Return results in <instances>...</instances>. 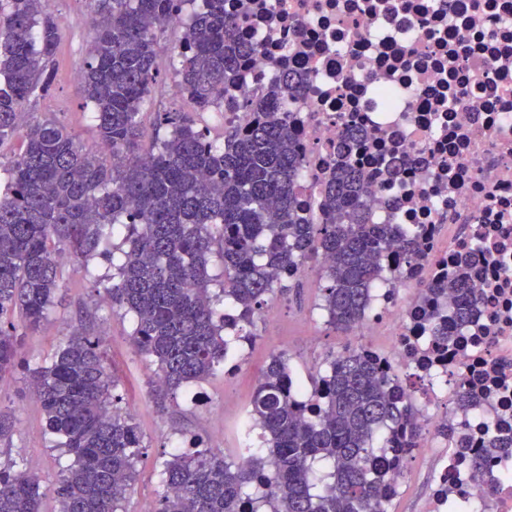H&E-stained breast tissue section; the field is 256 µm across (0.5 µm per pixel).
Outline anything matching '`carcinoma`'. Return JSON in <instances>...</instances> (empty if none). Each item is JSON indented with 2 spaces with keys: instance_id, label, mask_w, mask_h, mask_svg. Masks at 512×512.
<instances>
[{
  "instance_id": "obj_1",
  "label": "carcinoma",
  "mask_w": 512,
  "mask_h": 512,
  "mask_svg": "<svg viewBox=\"0 0 512 512\" xmlns=\"http://www.w3.org/2000/svg\"><path fill=\"white\" fill-rule=\"evenodd\" d=\"M195 3L93 0L95 37L78 80L97 121L92 153L67 126L26 109L51 87L59 28L50 0H0V146L24 132L21 152L0 162V373L15 369L22 338L59 301L64 258L112 265V284L96 279L95 288L133 314L135 350L174 393L200 386L230 349L253 341L256 314L311 255L326 260L321 309L346 334L369 308L384 253L394 248L401 261L419 253L403 225L367 222L364 179L343 146L322 222L301 214V159L287 113L227 126L222 143L197 127L258 45L240 36L243 18L224 12V0ZM177 17L173 72L193 111L156 113L146 149L142 109ZM282 89L297 95L301 81L283 76L269 99ZM215 254L224 264L216 292L208 273ZM466 291L460 268L424 295ZM102 345L72 331L48 365L30 372L46 431L71 463L45 490L16 461L1 464L0 512H42L49 493L58 512H119L142 437L117 407L119 378ZM418 416L396 369L369 346L332 356L309 392L286 354H273L247 421L266 452L250 447L240 461L189 438L163 460L157 512H388L392 474L414 447Z\"/></svg>"
}]
</instances>
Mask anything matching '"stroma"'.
<instances>
[{
	"instance_id": "1",
	"label": "stroma",
	"mask_w": 512,
	"mask_h": 512,
	"mask_svg": "<svg viewBox=\"0 0 512 512\" xmlns=\"http://www.w3.org/2000/svg\"><path fill=\"white\" fill-rule=\"evenodd\" d=\"M51 9L61 35L53 60L52 86L48 95L32 98L28 108L65 124L83 145L94 150L99 143L97 123L73 80L74 72L87 59L91 40L87 4L85 0H51ZM91 276L76 262L64 263L62 300L42 329L25 338L23 367L0 376V411L14 421L10 441L0 442V461L9 457L24 460L39 474L43 487H52L70 458L53 447L45 432L42 413L28 387L29 372L52 359L70 330L79 328L88 335L104 337L107 360L120 378L118 405L132 414L143 439L135 483L122 503L123 512H144L146 504L157 502L158 462L186 438L199 436L225 456L239 457L244 411L271 355L287 353L295 379L304 384L311 373L325 369L327 359L346 347L365 344L379 351L385 347L381 337L355 339L328 324L317 307L323 281L321 264L313 256L306 260L302 276L271 300L270 311L280 323L278 331L269 332L264 319H256L254 342L244 348L239 368L229 375L216 371L202 383V397L194 402L184 393L172 396L159 389L154 382L155 364L131 345V315L104 304ZM429 463L426 448L410 461L411 478L399 487L391 512H418Z\"/></svg>"
}]
</instances>
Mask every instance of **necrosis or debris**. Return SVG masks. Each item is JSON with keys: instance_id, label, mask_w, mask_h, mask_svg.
<instances>
[{"instance_id": "4bbe7bcc", "label": "necrosis or debris", "mask_w": 512, "mask_h": 512, "mask_svg": "<svg viewBox=\"0 0 512 512\" xmlns=\"http://www.w3.org/2000/svg\"><path fill=\"white\" fill-rule=\"evenodd\" d=\"M242 13L244 58L217 110L247 127L234 101H263L276 75L304 83L281 97L303 159L295 198L319 220L336 151L349 141L364 174L374 224H403L420 257L387 266L388 280L357 327L384 336L383 356L408 373L414 398L432 406L419 447L434 467L421 512H512V0H225ZM472 264L475 294L465 327L451 321L441 347L421 319L416 287ZM462 447L441 448L446 426ZM508 441L486 453L491 438Z\"/></svg>"}]
</instances>
